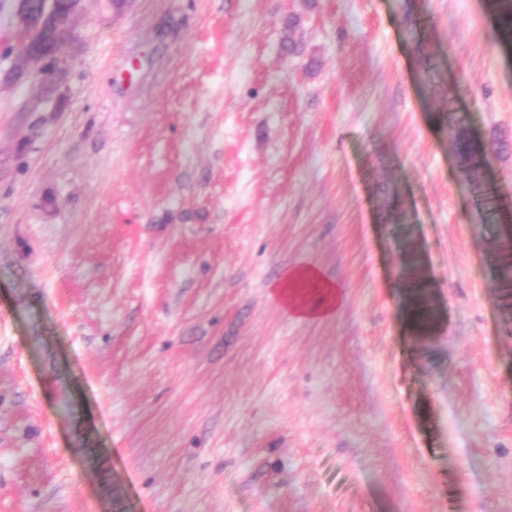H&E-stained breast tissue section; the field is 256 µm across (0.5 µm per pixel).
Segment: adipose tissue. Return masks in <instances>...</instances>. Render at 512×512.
I'll return each instance as SVG.
<instances>
[{"label": "adipose tissue", "mask_w": 512, "mask_h": 512, "mask_svg": "<svg viewBox=\"0 0 512 512\" xmlns=\"http://www.w3.org/2000/svg\"><path fill=\"white\" fill-rule=\"evenodd\" d=\"M269 291L278 303L303 320L329 316L345 300L343 289L310 264L288 267L270 284Z\"/></svg>", "instance_id": "adipose-tissue-1"}]
</instances>
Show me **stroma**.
Here are the masks:
<instances>
[{"label": "stroma", "mask_w": 512, "mask_h": 512, "mask_svg": "<svg viewBox=\"0 0 512 512\" xmlns=\"http://www.w3.org/2000/svg\"><path fill=\"white\" fill-rule=\"evenodd\" d=\"M496 32L491 0H82L61 73L0 59V512H512ZM298 264L331 316L270 298ZM313 286L319 296L312 302L306 289ZM271 297L287 308L297 318L317 320L331 315L345 300L344 290L334 282L324 278L319 269L310 264L295 265L284 270L281 276L269 285Z\"/></svg>", "instance_id": "stroma-1"}]
</instances>
